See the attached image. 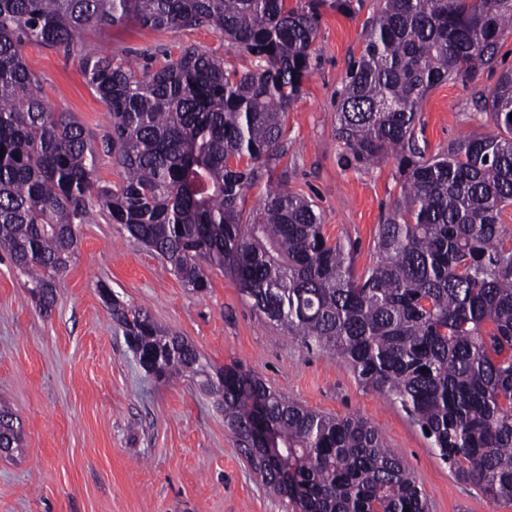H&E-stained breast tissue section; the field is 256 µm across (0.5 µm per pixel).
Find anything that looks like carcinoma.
I'll use <instances>...</instances> for the list:
<instances>
[{
  "label": "carcinoma",
  "mask_w": 512,
  "mask_h": 512,
  "mask_svg": "<svg viewBox=\"0 0 512 512\" xmlns=\"http://www.w3.org/2000/svg\"><path fill=\"white\" fill-rule=\"evenodd\" d=\"M323 0H0V250L45 310L78 249L77 227L101 216L159 254L195 291L226 268L260 316L308 349L346 362L407 413L462 482L512 503V70L484 97L498 132L425 158L415 139L430 90L497 66L512 0H383L337 104L336 139L356 166L390 156L402 194L378 225L375 265L357 275L354 245L325 238L304 196L271 189L251 222L247 192L283 157L288 111L302 91ZM134 21L156 30L211 28L256 58L230 73L185 47L141 74L88 46L82 68L109 108L120 183L95 181L84 128L47 110L24 42L69 46L87 27ZM130 348L156 377L189 373L264 485L296 512H429L410 471L357 415L282 399L237 365L212 369L150 313L112 300ZM271 435L256 437L254 413ZM21 425L0 402V450Z\"/></svg>",
  "instance_id": "obj_1"
}]
</instances>
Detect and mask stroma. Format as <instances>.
Instances as JSON below:
<instances>
[{
	"label": "stroma",
	"instance_id": "obj_1",
	"mask_svg": "<svg viewBox=\"0 0 512 512\" xmlns=\"http://www.w3.org/2000/svg\"><path fill=\"white\" fill-rule=\"evenodd\" d=\"M353 10L321 12L310 75L288 112L285 155L247 194L258 208L269 188L312 201L330 241L353 244L355 269L379 259L377 226L400 196L393 159L346 165L336 140V102L363 48L379 0H352ZM95 44L158 68L192 44L240 73L254 58L228 48L211 29L155 30L136 23L84 29L70 50L25 43L24 58L41 75L43 97L84 127L99 151L96 179L119 183L105 149L106 105L83 74L84 46ZM497 72L480 70L437 85L416 123L424 156L465 137L496 133L483 94ZM197 293L165 270L160 256L127 240L119 225L79 228V247L43 311L0 252V399L22 422L21 454L0 455V512H292L242 456L223 414L197 379L159 381L145 372L112 320L100 290L142 307L185 336L203 361L236 364L286 400L337 416L358 415L381 433L412 473L430 512H512L459 481L399 404L363 387L336 356L307 350L281 335L242 298L229 271L210 272Z\"/></svg>",
	"mask_w": 512,
	"mask_h": 512
}]
</instances>
